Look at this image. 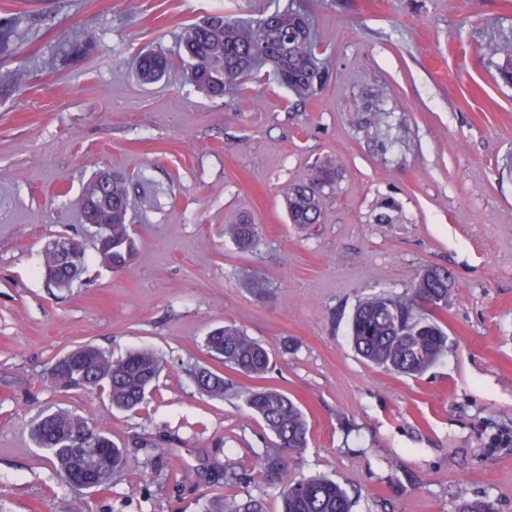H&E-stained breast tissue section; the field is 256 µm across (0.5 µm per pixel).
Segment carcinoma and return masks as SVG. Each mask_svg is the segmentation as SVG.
Segmentation results:
<instances>
[{"instance_id": "1", "label": "carcinoma", "mask_w": 512, "mask_h": 512, "mask_svg": "<svg viewBox=\"0 0 512 512\" xmlns=\"http://www.w3.org/2000/svg\"><path fill=\"white\" fill-rule=\"evenodd\" d=\"M14 18H0V51L10 47L17 35ZM322 35L314 28L310 13L288 2L255 19L241 21L224 15L186 27L181 36L183 55L177 68L167 56L149 52L139 59V74L146 82L181 72L210 95L222 96L237 89L242 80L264 64H270L281 83L301 97L314 94L325 73L317 54ZM489 57H499L500 77L512 82V46L489 40L482 46ZM336 164L323 163L306 184L288 188L289 220L293 224H317L323 207V189L333 183ZM133 183L115 171H99L83 190L80 202L90 205L91 213L81 215L93 224L112 225V244L97 248L102 263L125 267L135 256L137 246L130 234ZM224 235L238 249L251 250L259 237L255 224H226ZM49 280L68 288L79 276L53 265L45 266ZM452 294L448 272L428 268L421 272L405 297L380 292L364 297L350 322L354 350L373 365L399 374L420 375L432 367L444 352L448 336L434 310L448 308ZM207 356L249 380L253 387L239 388L224 373L209 365L191 371L201 394L222 400L240 398L275 438L274 446L257 457V474L281 489L282 512H351L352 501L335 480L292 477L288 456L308 446L309 422L301 406L284 390L261 383L271 369L272 355L258 340L236 324H226L209 332L205 339ZM86 374L93 376L91 389L107 393L112 408L140 412L147 406L152 384L164 364L151 350H134L114 358L99 350L94 361L83 362ZM86 418L64 409L45 415L34 427L32 439L54 460L66 485L77 479L74 449L63 437L75 435ZM91 446L112 460V466L125 468L124 452L110 433L102 430L90 439ZM206 512H263L256 501L237 504L229 495L213 497Z\"/></svg>"}]
</instances>
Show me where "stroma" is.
<instances>
[{"label":"stroma","mask_w":512,"mask_h":512,"mask_svg":"<svg viewBox=\"0 0 512 512\" xmlns=\"http://www.w3.org/2000/svg\"><path fill=\"white\" fill-rule=\"evenodd\" d=\"M325 38L330 78L301 98L275 76L249 104L186 79L146 84L136 58H177L184 28L275 0H0L21 18L0 52V512H204L229 464L237 499L280 512L257 475L274 439L242 401L202 396L187 374L204 339L233 323L270 350L267 384L310 423L290 473L345 488L352 512H458L469 500L512 512V83L477 47L512 42L503 0H297ZM93 40L67 62L72 40ZM388 87L371 125L370 93ZM336 162L320 223L290 224L289 186ZM139 183L135 259L101 265L77 200L102 168ZM260 227L243 252L228 224ZM83 243L70 287L45 277L57 237ZM447 270L439 319L448 348L422 375L354 352L349 320L377 292L407 295ZM266 294L246 288L253 275ZM149 349L167 363L148 411L49 381L66 353ZM90 417L124 448L111 490L76 491L31 440L57 409Z\"/></svg>","instance_id":"1"}]
</instances>
